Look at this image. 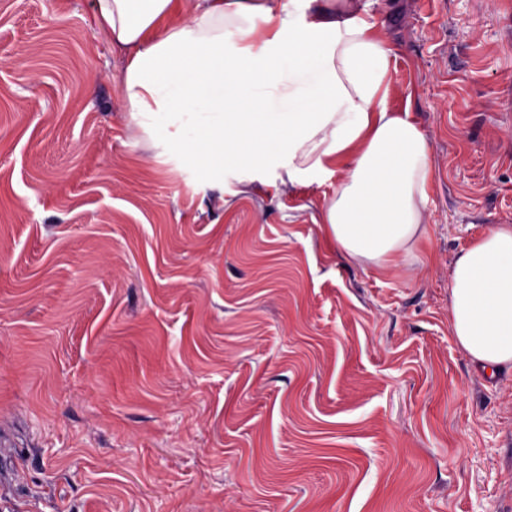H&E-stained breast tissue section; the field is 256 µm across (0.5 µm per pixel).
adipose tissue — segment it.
I'll return each mask as SVG.
<instances>
[{
  "label": "adipose tissue",
  "mask_w": 512,
  "mask_h": 512,
  "mask_svg": "<svg viewBox=\"0 0 512 512\" xmlns=\"http://www.w3.org/2000/svg\"><path fill=\"white\" fill-rule=\"evenodd\" d=\"M297 2L94 0L93 18L127 55L119 82L137 125L246 185L273 166L288 188L335 174L328 235L343 255L388 266L425 233L429 142L388 110L392 51L357 0ZM450 299L459 346L486 371L512 366V225L459 255Z\"/></svg>",
  "instance_id": "adipose-tissue-1"
}]
</instances>
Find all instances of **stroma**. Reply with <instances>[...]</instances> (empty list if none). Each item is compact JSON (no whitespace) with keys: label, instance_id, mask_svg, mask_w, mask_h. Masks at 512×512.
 Listing matches in <instances>:
<instances>
[{"label":"stroma","instance_id":"obj_1","mask_svg":"<svg viewBox=\"0 0 512 512\" xmlns=\"http://www.w3.org/2000/svg\"><path fill=\"white\" fill-rule=\"evenodd\" d=\"M431 147L426 236L338 253L327 175L203 177L132 121L93 0H0V512H512V368L452 337L512 225V0H361Z\"/></svg>","mask_w":512,"mask_h":512}]
</instances>
